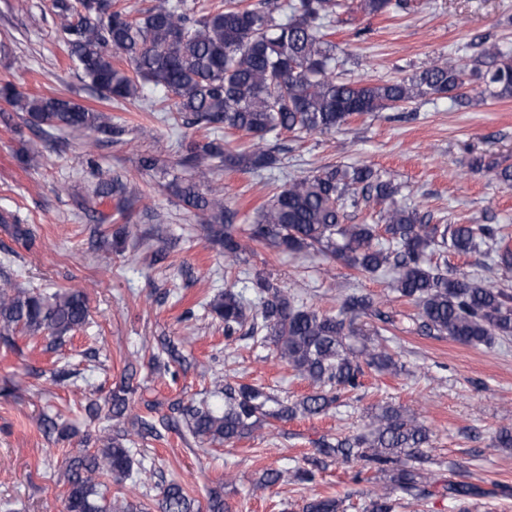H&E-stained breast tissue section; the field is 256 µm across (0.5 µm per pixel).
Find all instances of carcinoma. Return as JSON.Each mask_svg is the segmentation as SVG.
<instances>
[{
	"label": "carcinoma",
	"mask_w": 512,
	"mask_h": 512,
	"mask_svg": "<svg viewBox=\"0 0 512 512\" xmlns=\"http://www.w3.org/2000/svg\"><path fill=\"white\" fill-rule=\"evenodd\" d=\"M51 6L59 42L100 100L134 102L153 87L164 92L159 103L167 123L222 126L226 133L251 138L244 150L219 138L183 141L180 159L192 175L171 182L185 209L206 216L209 236L224 246V267L237 266L250 243L295 252L312 249L362 273L390 272V292L418 309L419 328L429 336L476 346L512 337V295L433 261L440 252L466 255L485 246L508 275L512 233L503 227L429 224L416 208L399 203V188L371 166L333 165L289 179L259 207L244 243L234 233L237 211L210 186L214 170L221 167L252 174L275 168L279 159L267 143L284 132L297 137L328 132L353 117L400 109L430 96L461 104L470 98L475 78L484 80L493 96L512 98L511 50L495 43L469 59L432 60L410 77L352 81L344 77L327 27L345 13L372 18L397 12L405 8L403 0H261L256 5L217 0L205 11L186 0H156L135 17L112 0H52ZM0 99L46 136L61 128L102 133L111 124L108 115L69 98L27 95L10 84L0 87ZM473 167L512 187V163L477 159ZM109 199L117 215L128 210L130 197L118 175L99 182L92 192L94 202ZM370 201L380 205L375 223H346L348 210ZM0 222L9 220L1 215ZM11 232L24 245L34 237L29 226L17 222ZM251 288L249 298L226 286L202 307L224 322L226 338L242 332L256 343L273 345L295 376L317 391L284 404L262 386L226 381L224 406L182 409L188 432L198 441L230 444L252 435L268 418L321 415L337 401L331 390L355 391L368 372H397L386 350L387 337L379 333L371 346L354 344L353 321L373 307V299L349 295L330 314L266 279ZM87 317V299L80 290L47 293L8 281L0 284V336L5 338L22 331L60 340L81 328ZM133 377L129 363L105 399L108 417L118 423L136 392ZM156 434V426L141 419L131 430L97 437L94 451L66 459L60 473L66 485L63 512H145L142 505L112 504L105 479L133 480L132 445ZM429 439V429L416 415L387 406L368 413L363 431L334 444L324 440L319 450L347 461L363 460L389 474L391 488L376 494L365 512H396L392 490L417 496L431 483L421 469L408 464ZM442 490L462 503L481 494L453 481ZM157 505L159 512H199L195 499L175 482L160 490ZM340 505L334 497H316L303 512H339Z\"/></svg>",
	"instance_id": "cac0c4a2"
}]
</instances>
